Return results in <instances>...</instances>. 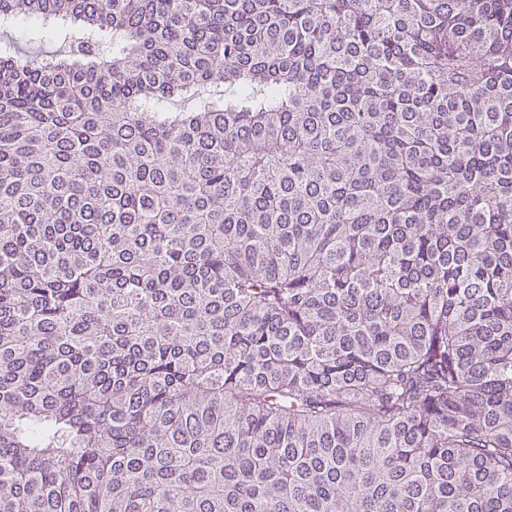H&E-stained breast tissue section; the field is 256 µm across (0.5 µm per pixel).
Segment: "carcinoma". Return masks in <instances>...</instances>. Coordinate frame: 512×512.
Returning a JSON list of instances; mask_svg holds the SVG:
<instances>
[{"mask_svg": "<svg viewBox=\"0 0 512 512\" xmlns=\"http://www.w3.org/2000/svg\"><path fill=\"white\" fill-rule=\"evenodd\" d=\"M0 512H512V0H0Z\"/></svg>", "mask_w": 512, "mask_h": 512, "instance_id": "cac0c4a2", "label": "carcinoma"}]
</instances>
